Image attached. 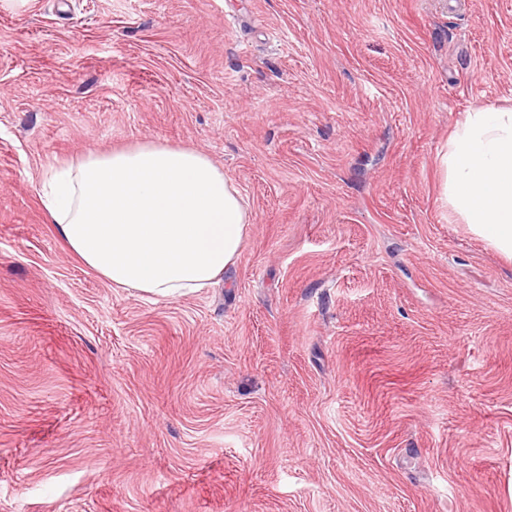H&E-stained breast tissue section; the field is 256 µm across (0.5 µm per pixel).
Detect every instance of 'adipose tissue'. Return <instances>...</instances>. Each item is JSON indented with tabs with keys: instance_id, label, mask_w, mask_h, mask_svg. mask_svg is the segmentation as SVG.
Here are the masks:
<instances>
[{
	"instance_id": "adipose-tissue-1",
	"label": "adipose tissue",
	"mask_w": 512,
	"mask_h": 512,
	"mask_svg": "<svg viewBox=\"0 0 512 512\" xmlns=\"http://www.w3.org/2000/svg\"><path fill=\"white\" fill-rule=\"evenodd\" d=\"M444 196L474 232L512 255V107H477L442 157ZM45 208L59 237L116 288L176 299L212 286L251 223L205 153L142 142L52 167Z\"/></svg>"
}]
</instances>
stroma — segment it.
Segmentation results:
<instances>
[{
	"mask_svg": "<svg viewBox=\"0 0 512 512\" xmlns=\"http://www.w3.org/2000/svg\"><path fill=\"white\" fill-rule=\"evenodd\" d=\"M512 0H0V512H512V258L447 205ZM222 166V283L115 288L49 166Z\"/></svg>",
	"mask_w": 512,
	"mask_h": 512,
	"instance_id": "stroma-1",
	"label": "stroma"
}]
</instances>
